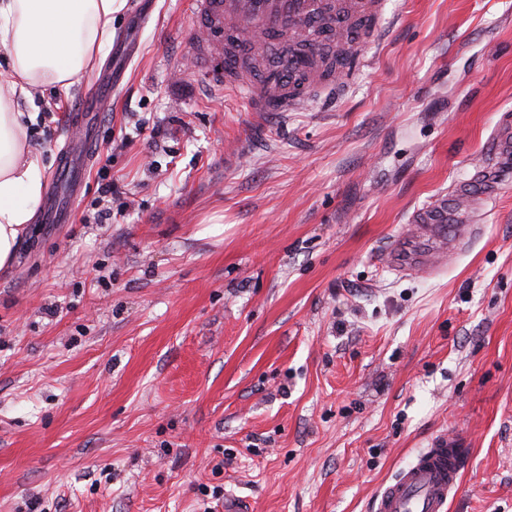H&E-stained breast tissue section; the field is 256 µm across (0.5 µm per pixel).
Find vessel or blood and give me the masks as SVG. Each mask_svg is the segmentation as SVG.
Returning <instances> with one entry per match:
<instances>
[{
  "label": "vessel or blood",
  "mask_w": 512,
  "mask_h": 512,
  "mask_svg": "<svg viewBox=\"0 0 512 512\" xmlns=\"http://www.w3.org/2000/svg\"><path fill=\"white\" fill-rule=\"evenodd\" d=\"M384 8L385 0H192L198 35L191 50L205 65L207 79L218 87L242 92L252 111L291 112L310 99L333 95L368 66L362 47L379 41ZM313 19L332 37L342 59L337 67L328 68L319 54L307 52L288 54L260 82L240 69L238 56H261L265 37L284 35L297 41L304 25ZM114 87L112 79L102 80L99 93L82 98L73 115L81 144L63 149L46 223H68L82 189L81 167L93 161L95 129L89 115L104 111ZM441 216V211L430 207L416 211L410 236L386 249L385 265L401 274H428L439 269L448 253L461 251L476 235V225L448 226L441 223ZM468 454L462 434L437 438L381 491L375 512H446Z\"/></svg>",
  "instance_id": "b4317fda"
}]
</instances>
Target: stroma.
<instances>
[{"mask_svg": "<svg viewBox=\"0 0 512 512\" xmlns=\"http://www.w3.org/2000/svg\"><path fill=\"white\" fill-rule=\"evenodd\" d=\"M384 23L334 101L252 112L184 76L190 0H127L110 160L0 273V512H373L455 431L448 512H512V0H386ZM95 80L35 98L47 181ZM496 163L464 251L386 267Z\"/></svg>", "mask_w": 512, "mask_h": 512, "instance_id": "stroma-1", "label": "stroma"}]
</instances>
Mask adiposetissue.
Here are the masks:
<instances>
[{"label":"adipose tissue","mask_w":512,"mask_h":512,"mask_svg":"<svg viewBox=\"0 0 512 512\" xmlns=\"http://www.w3.org/2000/svg\"><path fill=\"white\" fill-rule=\"evenodd\" d=\"M126 0H0V270L10 268L41 205L46 171L23 132L37 87L80 83L112 41V20Z\"/></svg>","instance_id":"obj_1"}]
</instances>
